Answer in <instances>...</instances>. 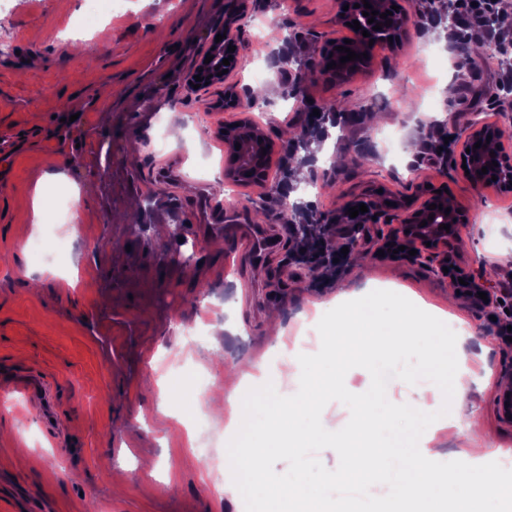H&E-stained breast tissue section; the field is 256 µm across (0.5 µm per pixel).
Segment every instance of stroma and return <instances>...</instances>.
Wrapping results in <instances>:
<instances>
[{"mask_svg": "<svg viewBox=\"0 0 512 512\" xmlns=\"http://www.w3.org/2000/svg\"><path fill=\"white\" fill-rule=\"evenodd\" d=\"M228 2L124 0L120 11L83 29L84 0H0V136L34 134L0 184V512H266L259 491L236 498L215 491L208 461L188 441L195 378L206 374L217 389L225 366L263 360L262 372L237 396L249 421L262 425L260 396L282 370L283 345L313 322L319 339L308 362L328 359L337 315L356 308L376 284L405 289L412 301L450 309L468 324L469 334L448 339V371L469 368L480 353L483 374L474 377L464 405L429 394L448 422L439 448L446 463H457L463 453L457 429L477 413L483 427L473 440L505 486L487 507L512 512V464L504 462L512 420L498 406V384L512 371V344L501 336L506 320L448 294L462 275L502 286L494 259L512 251V192L474 189L459 168L458 143L439 167L416 163L432 126L455 135L478 120L504 131L503 152L512 159V112L496 111L497 77L467 66L468 58L493 52V44L444 19L420 27L417 0H392L408 17L397 46L373 45L369 66L351 77L313 73L306 85L312 102L376 112L379 124L344 129L328 122L313 132L306 163L317 196L275 166L264 182L236 185L224 179L229 150L216 131L240 112L221 107L225 85L186 87ZM346 3L245 0L239 63L225 84L266 89L248 117L272 142L304 124L290 97L297 64L314 65L330 43L351 37L342 21ZM262 27L277 28L279 40L259 36ZM191 112L204 113V126L170 142L166 154L150 156L148 138L183 124ZM329 151L345 154L346 164L322 161ZM50 169L60 172L61 186L78 189L81 204L73 214L81 229L75 235L61 225L69 249L57 264L42 265L21 245L47 226L24 220L20 206ZM438 190L464 209L450 249L454 270L441 272L439 260L424 253L379 256L402 223L405 201L419 203ZM284 194L323 224L343 201L373 202L377 218L354 243L355 261L346 271L318 283L306 270L283 267L290 244L258 257L246 251V230L279 232ZM148 196L155 205L146 223H128V201ZM212 199L223 201L222 216L210 215ZM369 270L376 282L366 278ZM72 273L93 278L95 288L67 287ZM207 296L224 301V309L203 315L199 302ZM273 310L285 329L279 343L266 332ZM206 317L224 325L223 336L187 347L185 331ZM425 362L421 354H386L393 403L415 398L408 374ZM30 373L53 396V420H43L37 401L14 387V377ZM292 469L315 481L325 512H332V450L301 449L289 468L266 456L259 477L284 480Z\"/></svg>", "mask_w": 512, "mask_h": 512, "instance_id": "35a3bbf8", "label": "stroma"}]
</instances>
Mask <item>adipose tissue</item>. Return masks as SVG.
Returning <instances> with one entry per match:
<instances>
[{"label": "adipose tissue", "instance_id": "ef3b65f1", "mask_svg": "<svg viewBox=\"0 0 512 512\" xmlns=\"http://www.w3.org/2000/svg\"><path fill=\"white\" fill-rule=\"evenodd\" d=\"M395 315L391 321L365 315L356 308L337 318L331 368L319 373L309 369L304 357L289 356L280 381L261 395L266 409L264 430L252 429L236 410L231 427L243 440L237 451L242 481L231 488L238 496L248 490L247 482L269 452L299 448H329L336 459L331 485L336 492V512H355L345 494L348 486L380 475V461L393 458L398 479L388 512H487L485 504L499 489L493 475L472 474L471 466L482 451L470 449L459 466L445 465L435 431L426 430L431 408L424 398L398 407L390 404L384 384H376L351 397L345 413L330 417L324 402L342 395L341 381L355 358L394 350L404 357L432 349V361L414 373L429 382L431 390L447 387L448 397L463 403L469 382L463 374H448L447 323L429 308L411 309L402 296H386ZM402 413L411 426L397 430L387 443L376 437L378 424L388 423ZM269 512H322L318 488L300 478L267 487Z\"/></svg>", "mask_w": 512, "mask_h": 512}]
</instances>
